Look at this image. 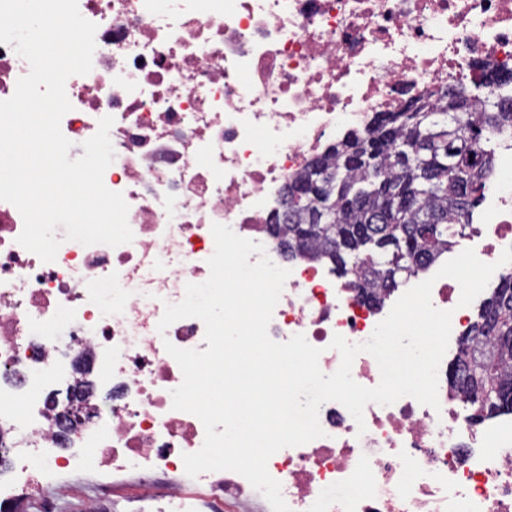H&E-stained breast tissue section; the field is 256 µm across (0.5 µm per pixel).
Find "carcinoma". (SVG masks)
<instances>
[{
	"label": "carcinoma",
	"instance_id": "1",
	"mask_svg": "<svg viewBox=\"0 0 512 512\" xmlns=\"http://www.w3.org/2000/svg\"><path fill=\"white\" fill-rule=\"evenodd\" d=\"M512 71H489L476 94L446 89L414 112H391L312 160L288 182V224L276 228L288 255L360 274L362 296L390 276L423 270L470 224L496 164L498 137L512 134ZM325 224L313 223L318 209ZM448 381L481 414L512 412V274L480 303L461 337Z\"/></svg>",
	"mask_w": 512,
	"mask_h": 512
}]
</instances>
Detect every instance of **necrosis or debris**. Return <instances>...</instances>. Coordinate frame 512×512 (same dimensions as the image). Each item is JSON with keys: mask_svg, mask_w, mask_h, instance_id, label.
Here are the masks:
<instances>
[{"mask_svg": "<svg viewBox=\"0 0 512 512\" xmlns=\"http://www.w3.org/2000/svg\"><path fill=\"white\" fill-rule=\"evenodd\" d=\"M97 26L93 68L66 82L61 120L70 158L113 117L104 184L129 205L131 243L65 240L45 263L18 244L19 211L0 201V447L9 465L0 504L17 489H65L62 474L97 469L134 482L133 512H192L183 454L203 445L195 415L172 407L182 372L165 349L205 350L196 318L157 325L185 286L205 282L220 223L289 269L268 328L304 335L319 368L341 362L334 335L367 341L406 288L434 279L431 300L452 311L458 349L473 307L438 264L363 300L352 277L283 258L273 226L289 178L333 144L451 86L512 71V0H78ZM493 203L469 237L478 258L512 245V140L485 190ZM108 385L112 408L61 429L48 389L86 374ZM439 409L404 397L368 404L365 433L340 403L319 411L323 437L268 461L291 512H512V412L471 418L438 371ZM195 485L223 512L268 501L240 474L205 472Z\"/></svg>", "mask_w": 512, "mask_h": 512, "instance_id": "necrosis-or-debris-1", "label": "necrosis or debris"}]
</instances>
